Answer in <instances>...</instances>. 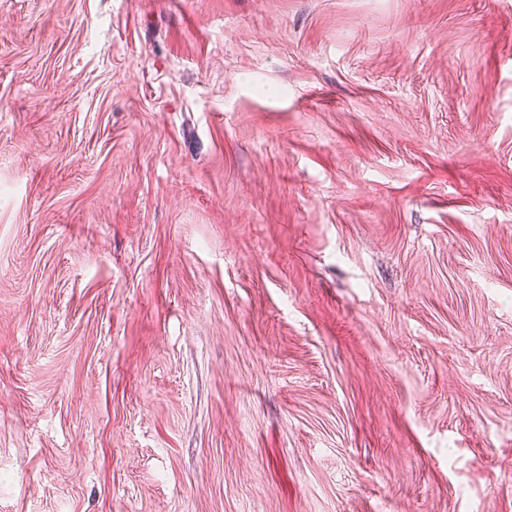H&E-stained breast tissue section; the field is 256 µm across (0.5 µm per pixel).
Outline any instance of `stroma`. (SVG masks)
<instances>
[{
    "label": "stroma",
    "instance_id": "1",
    "mask_svg": "<svg viewBox=\"0 0 512 512\" xmlns=\"http://www.w3.org/2000/svg\"><path fill=\"white\" fill-rule=\"evenodd\" d=\"M0 512H512V0H0Z\"/></svg>",
    "mask_w": 512,
    "mask_h": 512
}]
</instances>
